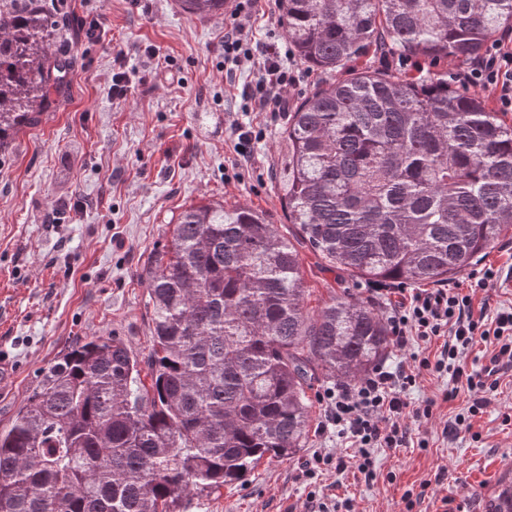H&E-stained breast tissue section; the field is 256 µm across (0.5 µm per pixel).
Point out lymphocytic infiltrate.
<instances>
[{
    "label": "lymphocytic infiltrate",
    "mask_w": 512,
    "mask_h": 512,
    "mask_svg": "<svg viewBox=\"0 0 512 512\" xmlns=\"http://www.w3.org/2000/svg\"><path fill=\"white\" fill-rule=\"evenodd\" d=\"M257 4L258 0H236L224 23V63L233 71L248 68L257 73L256 80L240 92L245 112H284L286 93L299 83L300 75L288 50L255 40L250 19ZM457 80L491 93L499 111L512 112V48L502 39L488 42ZM496 277V270L490 268L469 289L420 288L391 304L386 320L392 340L396 348L410 349V359L394 366L378 364L359 381L339 383L320 393L326 423L356 453L336 459L314 452L302 471L305 480L316 481L331 466L340 473L353 468L365 480L374 479L375 450L407 446L404 419L433 414L435 400L416 406L407 399L408 390L425 373L449 376L453 392H470L465 412L456 414L444 432L452 436L471 430L473 418L489 404L488 393L497 391L502 375L512 371V306L490 317L475 312L473 305L474 292L487 288ZM479 341L491 346L492 355L486 365L468 368L463 356Z\"/></svg>",
    "instance_id": "1"
}]
</instances>
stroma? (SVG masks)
Wrapping results in <instances>:
<instances>
[{
  "label": "stroma",
  "mask_w": 512,
  "mask_h": 512,
  "mask_svg": "<svg viewBox=\"0 0 512 512\" xmlns=\"http://www.w3.org/2000/svg\"><path fill=\"white\" fill-rule=\"evenodd\" d=\"M60 20L52 51L70 62L67 85L38 117L0 151V349L12 366L0 381V428L32 395L43 369L92 336L123 338L134 353L151 348L148 294L137 274L165 243L170 226L203 201L241 203L266 212L280 232L296 240L286 221L276 179L285 146L284 118L248 114L263 125L254 160L231 168L230 124L241 111L240 88L252 72L224 69V20L189 16L175 0H37ZM98 19L95 37L85 21ZM158 55L147 58L146 47ZM126 61L117 64L115 55ZM125 70L132 91L111 96L112 76ZM308 305L354 294L385 311L387 296L369 281L328 269L300 248ZM500 279L477 292L475 306L512 305V234L482 260ZM448 378L421 377L413 402L433 398L431 418L410 422L425 448L378 449L376 477L328 470L321 486L352 501V512H442L443 497L458 512H493L490 492L512 479V373L474 420L473 433L443 439L448 421L469 399L444 402ZM314 403L305 448L292 458L261 463L246 481L216 495L192 498L187 512H308L309 488L298 474L315 450L344 454L335 430L320 431ZM432 492H423L425 483ZM415 494L406 506L404 493Z\"/></svg>",
  "instance_id": "35a3bbf8"
}]
</instances>
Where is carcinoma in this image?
<instances>
[{"mask_svg": "<svg viewBox=\"0 0 512 512\" xmlns=\"http://www.w3.org/2000/svg\"><path fill=\"white\" fill-rule=\"evenodd\" d=\"M0 4V150L37 121L69 62L58 21ZM188 14L226 0H176ZM295 57L326 74L371 54L427 60L417 76L363 67L299 98L279 180L297 235L333 266L396 286L449 281L512 230V124L435 69L512 31V0H278ZM144 359L93 336L44 370L0 429V512H187L264 459L305 447L325 379L355 382L389 352L380 312L350 294L319 309L298 251L246 204L185 209L139 271Z\"/></svg>", "mask_w": 512, "mask_h": 512, "instance_id": "cac0c4a2", "label": "carcinoma"}]
</instances>
